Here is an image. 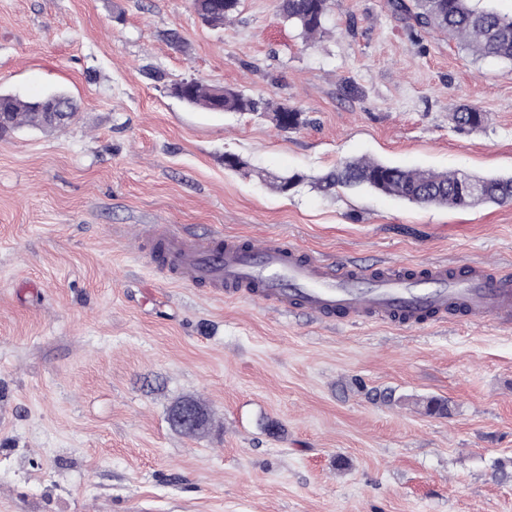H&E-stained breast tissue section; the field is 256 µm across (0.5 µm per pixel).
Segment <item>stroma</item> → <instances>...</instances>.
<instances>
[{
  "mask_svg": "<svg viewBox=\"0 0 512 512\" xmlns=\"http://www.w3.org/2000/svg\"><path fill=\"white\" fill-rule=\"evenodd\" d=\"M190 79L307 122L188 106L171 89ZM55 90L71 121L0 136V512H512V331L217 298L171 285L134 236L163 224L330 264L512 273V205L266 182L360 157L511 175L512 64L410 29L387 0H333L311 45L276 0H241L218 29L191 0H0V91ZM463 106L483 128L454 129ZM185 397L205 434L172 425Z\"/></svg>",
  "mask_w": 512,
  "mask_h": 512,
  "instance_id": "35a3bbf8",
  "label": "stroma"
}]
</instances>
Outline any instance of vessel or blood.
<instances>
[{"instance_id":"vessel-or-blood-1","label":"vessel or blood","mask_w":512,"mask_h":512,"mask_svg":"<svg viewBox=\"0 0 512 512\" xmlns=\"http://www.w3.org/2000/svg\"><path fill=\"white\" fill-rule=\"evenodd\" d=\"M139 237L171 283L336 323L386 321L417 330L454 320L512 328V276L485 265H331L279 238L241 242L143 225Z\"/></svg>"}]
</instances>
